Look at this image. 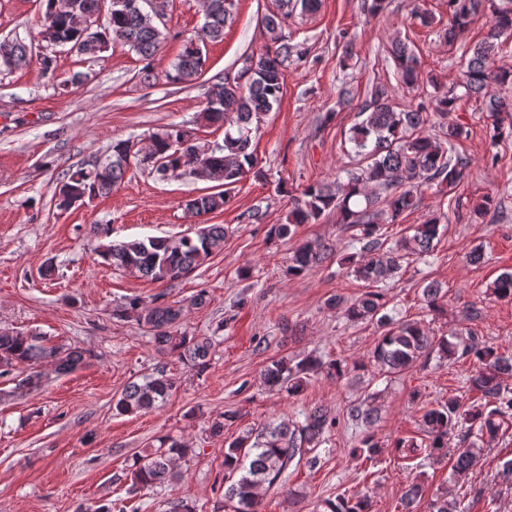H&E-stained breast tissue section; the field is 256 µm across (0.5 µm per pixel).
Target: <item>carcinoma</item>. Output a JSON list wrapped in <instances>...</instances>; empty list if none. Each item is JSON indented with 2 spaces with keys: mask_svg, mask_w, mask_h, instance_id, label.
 Listing matches in <instances>:
<instances>
[{
  "mask_svg": "<svg viewBox=\"0 0 512 512\" xmlns=\"http://www.w3.org/2000/svg\"><path fill=\"white\" fill-rule=\"evenodd\" d=\"M54 0H47L42 30L52 36L50 47H65L81 55L94 56L120 42L132 48L144 61H151L159 51L163 33L155 23L153 11L130 8L125 0H70L78 13L98 21L91 32L74 27L70 12L54 10ZM205 23L188 38L182 53L165 78L172 83L191 84L201 75L206 59V42L224 36V26L232 19L228 0H208ZM494 0H448L451 17L448 41H455L472 23L485 3ZM319 0H277V11L266 15V30H276L293 13L314 12ZM494 24L489 36L470 48L471 56L461 81L439 93L434 99L436 111L449 115L456 111L463 98L480 97L492 118V137L504 132L512 134V99L501 90L512 88V69L495 65L500 37L512 34V9H492ZM33 45L22 40L0 41V56H6L8 69L29 63ZM305 49L282 38L277 46L260 57L247 56L234 78L217 77L207 83L203 97L205 107L200 116L205 124L224 128L223 144L207 153L200 150L194 129L171 126L150 137L148 153L142 155L131 139L112 142L111 154L97 165L80 167L62 173L63 193L55 197V205L67 210L99 196L109 195L119 185L131 160L152 164L159 177L198 175L215 183L210 192L191 201L193 213L206 216L224 210L232 200L234 185L256 165L252 149L251 125L258 123L273 109L283 93L288 65L301 59ZM397 74L406 86L418 83L416 55L409 46L397 43L391 50ZM463 89L457 94V89ZM361 122L348 137L355 154L361 157L358 170L347 171L344 184H311L301 193L289 211L287 223L275 225L280 238L292 236V226L318 222L328 211H336L340 223L356 228L355 240L361 244L363 256L349 266L355 277L377 284L398 274L402 262L411 257L433 255L435 240L440 237L439 216L430 214L413 226V234L388 242L382 233L383 224H394L407 213L419 208V191L435 185L454 188L460 182L466 161L456 148L463 134L457 122L448 123L443 138L413 135L423 125L427 113L423 106L399 109L392 102L386 85L371 87L369 99L360 108ZM224 225L206 224L195 236L176 240L150 238L118 244L100 243L94 255L101 262L123 267L141 278L156 282L177 280L203 264L224 247ZM333 253L327 243L304 242L292 250L288 272L298 277ZM490 295L498 300L512 301V272L500 273L489 285ZM430 310L442 309V288L430 282L422 289ZM344 318L352 323L372 322L380 329L372 358L380 370L398 374L411 368L421 358L457 361L467 358L474 367L469 379L470 390L480 397L465 404L457 397L432 403L422 415L427 437L428 458L439 462L453 454V472L469 470L484 451V444L495 440L512 424V387L504 379L512 376V353L499 352L473 334L463 338L457 334L432 336L420 323H397L385 313L387 302L378 289H369L348 301L340 297L330 300ZM133 313L150 328L157 352L174 355L179 361L198 369L209 365L214 348L211 336H190L180 325L186 310L180 302L156 304L132 298L115 310L123 317ZM87 352L78 346L50 345L40 333L0 330V368L24 367L29 370L22 380L28 391L40 388L43 373L39 367L49 363L59 374H69L83 365ZM323 363L307 357L300 360L282 357L268 365L261 379L269 389L296 396L308 385L310 376ZM173 388L172 380L162 368L126 385L114 403L119 415L149 411L166 401ZM351 421L371 424L377 409L360 402L348 408ZM331 411L315 407L307 411L304 421L294 425L279 423L260 429L250 428L228 443L224 451V481L228 483L224 497L232 502L233 512H258L260 492L278 483L294 460H303L313 468L319 463L324 435L336 427ZM457 434L461 447L448 448V435ZM159 446L147 448L132 458L127 478L131 486L142 489L169 486L178 481L176 460L192 453L183 442L170 436L158 439ZM381 453L374 435L360 440L352 455L374 461ZM424 494V487L414 483L405 488L400 501L403 512H415ZM322 512H371L366 495H338L323 501Z\"/></svg>",
  "mask_w": 512,
  "mask_h": 512,
  "instance_id": "1",
  "label": "carcinoma"
}]
</instances>
